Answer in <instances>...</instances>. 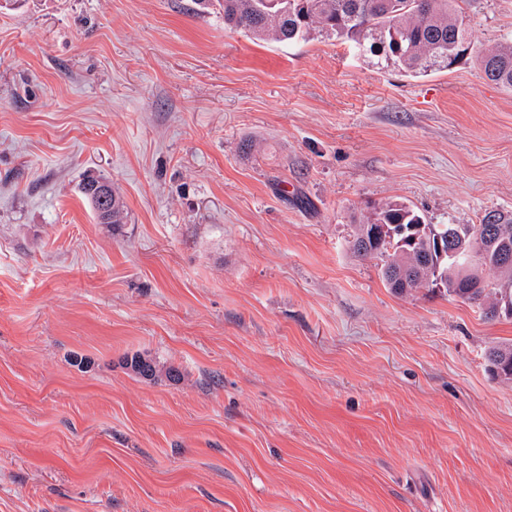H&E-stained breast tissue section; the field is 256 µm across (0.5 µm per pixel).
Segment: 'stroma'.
Returning a JSON list of instances; mask_svg holds the SVG:
<instances>
[{
    "mask_svg": "<svg viewBox=\"0 0 512 512\" xmlns=\"http://www.w3.org/2000/svg\"><path fill=\"white\" fill-rule=\"evenodd\" d=\"M191 6L0 9V512H512V318L351 250L387 201L512 216L478 61L512 0H462L470 50L420 77ZM97 179L98 178L88 177L80 183L79 189L82 197L92 206L95 215L101 224H113L112 226L123 224L125 212L124 205L120 196L114 189H112L110 184H105L104 182ZM96 181H99L95 187H100L99 196L101 202L106 201L112 195V197L106 203H101L94 195V192H92V184ZM100 209H103L106 212L107 219L105 222L100 220Z\"/></svg>",
    "mask_w": 512,
    "mask_h": 512,
    "instance_id": "stroma-1",
    "label": "stroma"
}]
</instances>
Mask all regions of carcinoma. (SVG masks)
I'll use <instances>...</instances> for the list:
<instances>
[{
	"label": "carcinoma",
	"mask_w": 512,
	"mask_h": 512,
	"mask_svg": "<svg viewBox=\"0 0 512 512\" xmlns=\"http://www.w3.org/2000/svg\"><path fill=\"white\" fill-rule=\"evenodd\" d=\"M456 0H193L195 10L204 12L219 7L224 25L247 35L274 43L291 44L307 41L315 35L350 42L360 54L383 55L394 60L410 75L417 77L454 65L469 50L471 42L464 19L455 8ZM480 65L486 78L512 90V43L504 41L487 46L480 52ZM96 179L88 177L79 186L82 197L94 212L103 209L106 223H124V205L117 192L105 203L94 192ZM381 224L393 225L394 236L372 247L365 256L385 257L382 277L392 285V275L410 279L411 289L427 288L438 283L450 295L465 299L471 276L452 269L449 258L428 255L430 240L448 234V228L464 233H484L487 224H427L428 234L413 241L402 229L420 224L423 219L411 207L388 202L363 217L357 230L371 216ZM482 267L496 273L493 282H482L479 294L486 308L499 301L502 287L512 286V265L496 261ZM130 368L144 379H153L157 366L152 359H130Z\"/></svg>",
	"instance_id": "carcinoma-1"
}]
</instances>
